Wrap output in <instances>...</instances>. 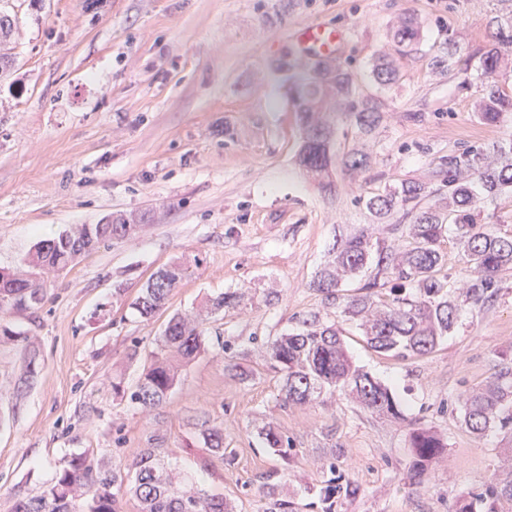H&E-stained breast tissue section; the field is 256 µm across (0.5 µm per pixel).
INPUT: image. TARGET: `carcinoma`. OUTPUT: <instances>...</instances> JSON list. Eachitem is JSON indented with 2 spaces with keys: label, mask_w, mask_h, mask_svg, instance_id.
<instances>
[{
  "label": "carcinoma",
  "mask_w": 512,
  "mask_h": 512,
  "mask_svg": "<svg viewBox=\"0 0 512 512\" xmlns=\"http://www.w3.org/2000/svg\"><path fill=\"white\" fill-rule=\"evenodd\" d=\"M490 46L481 55L460 56L453 35L430 55V68L437 75L468 73L477 61L480 93L474 112L485 125L512 124V66L505 57L512 54V8L489 21ZM419 39V27L411 18L403 19L393 35V49L377 55L372 78L380 89L395 85L401 76L398 59ZM303 126L299 165L323 188L332 186L336 167L355 176L370 162L363 148L353 149L339 160L333 152L336 116L355 123L360 133H368L377 122L384 100L368 94L353 74L339 62L317 64L309 77L290 89ZM512 195V135L491 146L470 145L451 153L426 181L401 179L378 192L355 197L356 205L371 216L392 219L396 229H405L407 243L400 251L374 245L364 234L346 238L333 262L323 269L313 287L328 300L339 302L341 312L360 319L359 327L371 348L399 357L429 353L438 340L457 323L465 304L477 305L494 294L500 275L512 269V235L496 229L500 220L486 213V203ZM143 218L126 217L112 221L102 237L87 241L89 250L114 239L131 236ZM453 233L473 267L466 283L465 299L459 300L454 284L444 273L447 256L441 243ZM32 257L13 279L0 286V309L26 311L32 300L45 298L44 276L55 272L67 256L62 237L42 241ZM187 268L173 264L148 279L137 297L135 308L145 318L153 317L168 304L173 288L184 278ZM365 280L359 292H342L344 281ZM389 289L383 300L377 289ZM250 300L249 289L239 288L211 301L210 309H240ZM301 329L268 340L261 345L265 363L282 374V398L296 405H308L324 393L341 389L363 408L391 418L401 416L396 395L386 385L356 368L335 325L323 323L312 313L300 320ZM207 349L203 319L172 316L166 323L150 362L130 394L132 402L146 411L162 405L177 382L180 367ZM463 423L474 435L497 427L509 437L506 456L507 477L493 478L484 491L458 500L453 512H501V501L512 502V364L496 366L492 379L468 392L462 399ZM200 434L206 445L203 468L224 462V431L203 423ZM266 446L288 459L296 449L288 437L269 429ZM414 470L418 476L428 471L445 451L437 434L421 429L411 434ZM132 472L122 474L107 469L92 454L74 456L39 496L17 497L12 512H122V496L136 498L141 512H232L224 496L203 488L186 487L172 480V464L159 448H145L131 464ZM329 477L319 492L322 512H336V498H353L359 487L338 483L336 461L328 465ZM275 475L262 485V512H299V504L284 497Z\"/></svg>",
  "instance_id": "1"
}]
</instances>
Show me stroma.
Returning <instances> with one entry per match:
<instances>
[{
	"label": "stroma",
	"instance_id": "obj_1",
	"mask_svg": "<svg viewBox=\"0 0 512 512\" xmlns=\"http://www.w3.org/2000/svg\"><path fill=\"white\" fill-rule=\"evenodd\" d=\"M502 8L501 0H104L94 11L87 0H0V12L16 18L15 66L0 77V270L15 271L38 242L74 225L147 217L131 237L46 279L41 305L0 314L27 338L0 345V512L40 494L85 451L124 469L141 449H162L234 512H258L273 471L302 512H320L331 457L360 487L337 512H451L501 475L506 441L494 428L470 433L461 401L512 360V271L430 353L405 358L370 348L313 282L350 235L405 245L392 224L355 207L363 190L426 178L448 153L512 133L474 116L478 80L428 67L429 48L450 34L466 51L486 48L488 21ZM408 16L419 43L400 82L382 90L376 126L362 136L336 125L337 153L362 142L371 164L354 178L337 172L334 188L322 190L297 164L303 132L288 75L312 61L296 53L293 33L320 22L344 29L337 59L370 91L374 56ZM173 263L187 274L166 311L141 317L140 288ZM240 288L252 295L248 305L209 315L207 350L181 367L161 406L142 411L129 393L169 316ZM311 312L342 329L354 363L397 394L401 418L342 392L305 406L282 400V376L260 346ZM28 347L41 370L23 388ZM206 420L224 430V460L207 469ZM269 427L292 440L294 457L263 447L259 432ZM415 428L446 444L420 477Z\"/></svg>",
	"mask_w": 512,
	"mask_h": 512
}]
</instances>
